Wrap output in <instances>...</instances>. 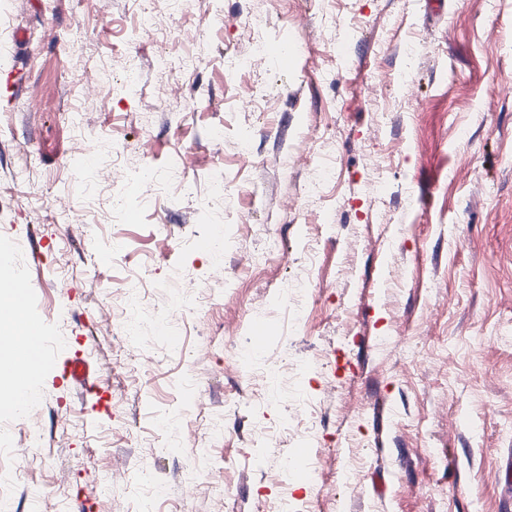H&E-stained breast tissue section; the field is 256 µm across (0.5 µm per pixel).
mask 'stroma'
<instances>
[{
    "label": "stroma",
    "instance_id": "stroma-1",
    "mask_svg": "<svg viewBox=\"0 0 512 512\" xmlns=\"http://www.w3.org/2000/svg\"><path fill=\"white\" fill-rule=\"evenodd\" d=\"M149 5L146 30L139 0H0V245H19L53 345L31 424L0 429L16 470L0 512H501L512 0ZM260 42L287 57L226 73ZM168 77L184 96L163 104ZM101 137L115 156L93 153ZM184 153L194 167L163 181ZM308 155L336 171L315 208ZM114 161L121 179L87 180ZM218 228L217 261L198 243ZM119 306L116 366L103 320ZM258 323L253 354L238 342ZM286 354L306 366L320 489L287 478L271 435L289 396L258 369ZM82 359L86 395L64 374Z\"/></svg>",
    "mask_w": 512,
    "mask_h": 512
}]
</instances>
